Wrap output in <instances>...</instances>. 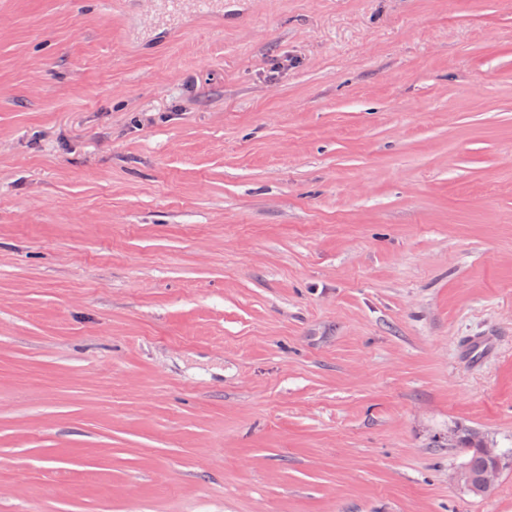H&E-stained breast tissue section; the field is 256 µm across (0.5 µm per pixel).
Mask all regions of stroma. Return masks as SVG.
<instances>
[{"mask_svg": "<svg viewBox=\"0 0 512 512\" xmlns=\"http://www.w3.org/2000/svg\"><path fill=\"white\" fill-rule=\"evenodd\" d=\"M467 432L512 0H0V512H512ZM461 449L468 455L467 462L477 468L482 464L480 469H475L464 464L460 470L456 472L455 480L463 485L469 493L475 497L485 495L491 489L499 478L503 469L505 455L500 448H495L493 444L487 441L478 443V451L467 439L459 441ZM482 458V460H481Z\"/></svg>", "mask_w": 512, "mask_h": 512, "instance_id": "35a3bbf8", "label": "stroma"}]
</instances>
